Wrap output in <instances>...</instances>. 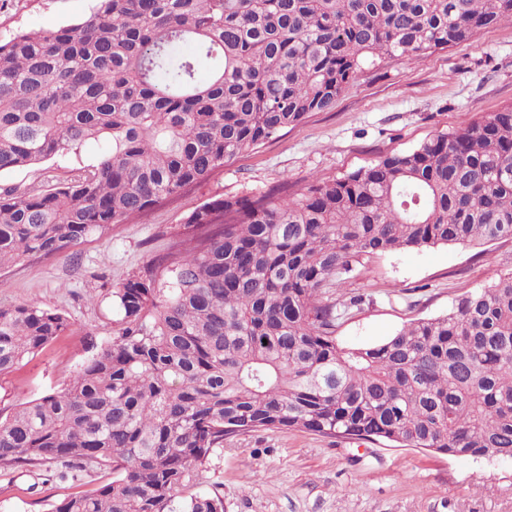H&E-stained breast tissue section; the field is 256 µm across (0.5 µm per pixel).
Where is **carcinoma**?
<instances>
[{
	"label": "carcinoma",
	"instance_id": "carcinoma-1",
	"mask_svg": "<svg viewBox=\"0 0 512 512\" xmlns=\"http://www.w3.org/2000/svg\"><path fill=\"white\" fill-rule=\"evenodd\" d=\"M512 23V0H97L0 41V173L107 144L49 189L0 188V268L63 253L329 112L367 63ZM212 64L208 77L200 70ZM112 288L116 329L62 389L0 416V465L112 463L52 512H224L186 495L258 430L512 459V272L345 348L365 258L512 239V106L299 192L212 199ZM67 327L0 306V375Z\"/></svg>",
	"mask_w": 512,
	"mask_h": 512
}]
</instances>
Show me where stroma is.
<instances>
[{"label":"stroma","mask_w":512,"mask_h":512,"mask_svg":"<svg viewBox=\"0 0 512 512\" xmlns=\"http://www.w3.org/2000/svg\"><path fill=\"white\" fill-rule=\"evenodd\" d=\"M94 0H0V40L88 16ZM512 103V24L447 50L367 68L332 111L240 155L207 182L144 216L92 234L64 254L0 269V306L35 303L67 316V330L0 375V413L65 387L112 337L111 286L138 274L180 239L183 219L215 197L254 195L288 183L299 190L404 152ZM80 157H53L0 174V186L46 187ZM512 272V240L402 250L366 259L346 289L360 297L336 331L345 347L381 343L404 324L445 314L464 292ZM112 482V467L62 462L0 466V512H51L60 499ZM188 494H217L224 512H512V460L451 457L378 440L304 430H259L209 457Z\"/></svg>","instance_id":"obj_1"}]
</instances>
